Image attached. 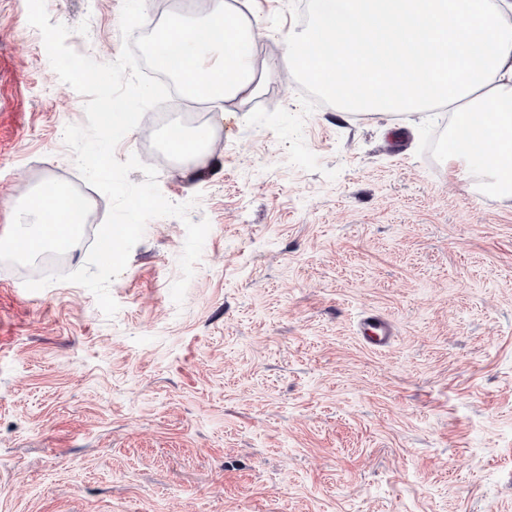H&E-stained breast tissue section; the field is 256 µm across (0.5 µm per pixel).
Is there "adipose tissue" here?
Instances as JSON below:
<instances>
[{
    "label": "adipose tissue",
    "instance_id": "1",
    "mask_svg": "<svg viewBox=\"0 0 512 512\" xmlns=\"http://www.w3.org/2000/svg\"><path fill=\"white\" fill-rule=\"evenodd\" d=\"M255 15L230 0H203L192 21L176 20L160 31L152 49L156 65L176 76L188 96L236 103L260 94L264 77L255 64ZM83 199L48 179L11 210L4 236L12 251L32 257L70 249L79 233Z\"/></svg>",
    "mask_w": 512,
    "mask_h": 512
}]
</instances>
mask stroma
Returning <instances> with one entry per match:
<instances>
[{"instance_id": "35a3bbf8", "label": "stroma", "mask_w": 512, "mask_h": 512, "mask_svg": "<svg viewBox=\"0 0 512 512\" xmlns=\"http://www.w3.org/2000/svg\"><path fill=\"white\" fill-rule=\"evenodd\" d=\"M243 2L262 92L163 113L115 148L164 156L161 193L210 222L183 305L176 217L148 222L111 319L83 286L27 290L26 260L0 254V512H512V199L418 155L421 113L318 106L320 168L292 166L246 120L299 112L281 61L307 0ZM122 4L46 0L101 63L122 51ZM85 103L27 0H0V231L26 187L83 185L64 132ZM171 121L210 127L205 173L169 152ZM366 312L392 323L390 348L362 344Z\"/></svg>"}]
</instances>
